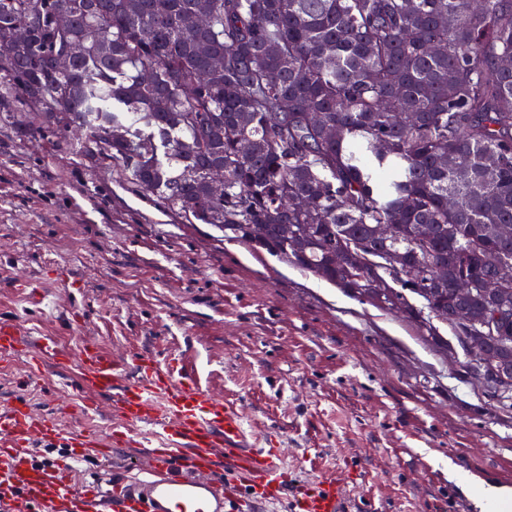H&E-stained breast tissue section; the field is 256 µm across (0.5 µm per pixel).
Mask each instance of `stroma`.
<instances>
[{"label": "stroma", "mask_w": 512, "mask_h": 512, "mask_svg": "<svg viewBox=\"0 0 512 512\" xmlns=\"http://www.w3.org/2000/svg\"><path fill=\"white\" fill-rule=\"evenodd\" d=\"M2 317L67 348L177 358L244 403L297 478L347 471L361 512H479L476 485L512 493V418L402 315L182 223L12 102L0 104ZM52 378L65 425L111 430L107 407L80 410L76 372Z\"/></svg>", "instance_id": "stroma-1"}]
</instances>
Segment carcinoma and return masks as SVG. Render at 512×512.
Instances as JSON below:
<instances>
[{
  "instance_id": "1",
  "label": "carcinoma",
  "mask_w": 512,
  "mask_h": 512,
  "mask_svg": "<svg viewBox=\"0 0 512 512\" xmlns=\"http://www.w3.org/2000/svg\"><path fill=\"white\" fill-rule=\"evenodd\" d=\"M84 2L0 0V101L187 223L402 313L435 349L465 348L458 307L501 310L480 344L512 366V288L485 266L512 264L493 232L512 223V0H211L207 29L197 0ZM72 44L68 69L48 66Z\"/></svg>"
}]
</instances>
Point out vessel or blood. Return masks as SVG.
<instances>
[{
  "label": "vessel or blood",
  "instance_id": "b4317fda",
  "mask_svg": "<svg viewBox=\"0 0 512 512\" xmlns=\"http://www.w3.org/2000/svg\"><path fill=\"white\" fill-rule=\"evenodd\" d=\"M23 357V384L46 369L79 373L84 412L107 405L114 420L102 436L62 427L22 399L0 405V512H255L263 504L286 512H343L349 483L343 471L288 482L287 455L260 446L245 406L203 388L179 361L135 352L119 357L93 341L77 348L0 320V359ZM61 448L60 458H38ZM118 448L134 451L113 464ZM97 471L77 479L76 463Z\"/></svg>",
  "mask_w": 512,
  "mask_h": 512
}]
</instances>
